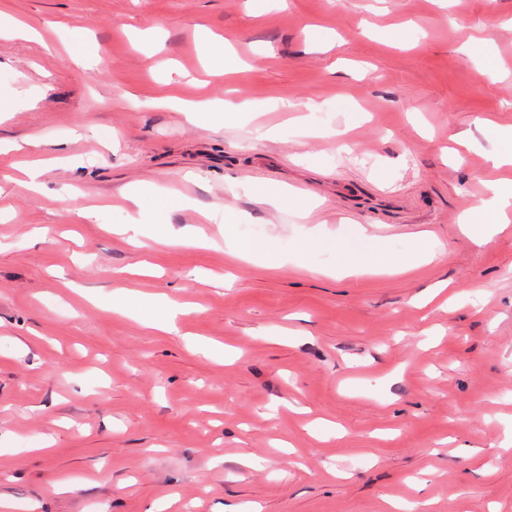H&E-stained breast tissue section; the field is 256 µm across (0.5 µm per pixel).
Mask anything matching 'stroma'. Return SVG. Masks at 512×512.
<instances>
[{
	"label": "stroma",
	"instance_id": "35a3bbf8",
	"mask_svg": "<svg viewBox=\"0 0 512 512\" xmlns=\"http://www.w3.org/2000/svg\"><path fill=\"white\" fill-rule=\"evenodd\" d=\"M0 14L34 31L0 37L6 512H512V223L483 245L459 224L476 182L512 180L488 162L512 0ZM222 38L254 64L230 82L204 60ZM214 99L254 104L247 128L187 121L181 101ZM140 185L178 243L121 234ZM240 240L287 266L232 259ZM376 254L390 270L341 275Z\"/></svg>",
	"mask_w": 512,
	"mask_h": 512
}]
</instances>
